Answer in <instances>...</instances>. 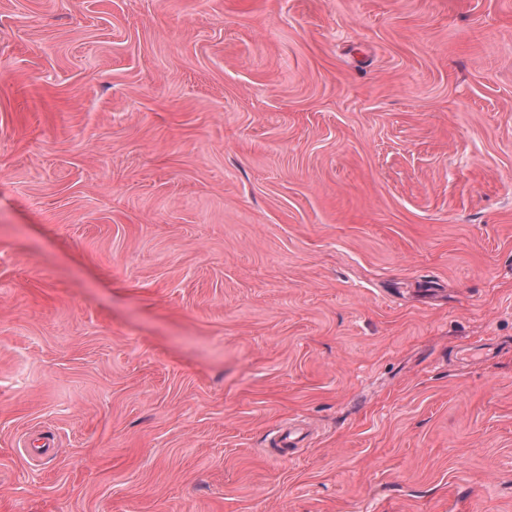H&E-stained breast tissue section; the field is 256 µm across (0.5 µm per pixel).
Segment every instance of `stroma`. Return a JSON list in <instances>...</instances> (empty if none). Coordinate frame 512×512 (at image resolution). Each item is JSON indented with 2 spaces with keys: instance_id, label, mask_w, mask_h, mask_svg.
Returning <instances> with one entry per match:
<instances>
[{
  "instance_id": "35a3bbf8",
  "label": "stroma",
  "mask_w": 512,
  "mask_h": 512,
  "mask_svg": "<svg viewBox=\"0 0 512 512\" xmlns=\"http://www.w3.org/2000/svg\"><path fill=\"white\" fill-rule=\"evenodd\" d=\"M468 503L512 512V0H0V512Z\"/></svg>"
}]
</instances>
